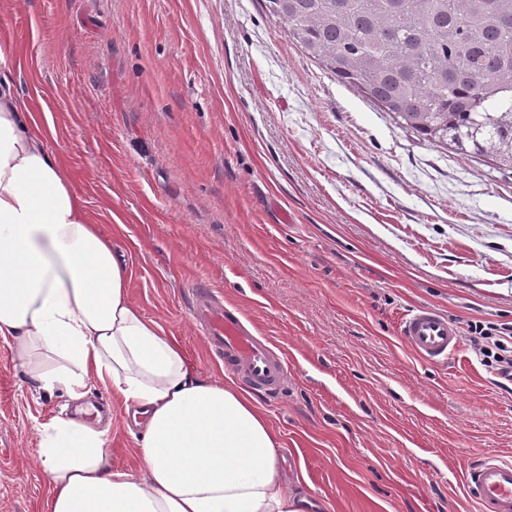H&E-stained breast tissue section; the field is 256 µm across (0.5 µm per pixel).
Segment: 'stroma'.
I'll list each match as a JSON object with an SVG mask.
<instances>
[{"instance_id":"stroma-1","label":"stroma","mask_w":512,"mask_h":512,"mask_svg":"<svg viewBox=\"0 0 512 512\" xmlns=\"http://www.w3.org/2000/svg\"><path fill=\"white\" fill-rule=\"evenodd\" d=\"M0 53L130 271L129 294L206 377L229 378L192 314L203 284L285 350L257 406L311 512H476L466 462L512 457V388L467 336L512 325V172L400 127L305 58L264 0H0ZM427 305L463 338L445 366L403 345ZM123 406L39 390L0 339V512H37V430Z\"/></svg>"}]
</instances>
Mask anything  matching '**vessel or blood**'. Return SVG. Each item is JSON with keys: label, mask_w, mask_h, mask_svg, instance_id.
Returning <instances> with one entry per match:
<instances>
[{"label": "vessel or blood", "mask_w": 512, "mask_h": 512, "mask_svg": "<svg viewBox=\"0 0 512 512\" xmlns=\"http://www.w3.org/2000/svg\"><path fill=\"white\" fill-rule=\"evenodd\" d=\"M193 313L204 329L208 349L224 360L233 375L251 389L279 396L288 381L289 360L267 337L259 335L213 292L198 289ZM406 347L423 363L443 366L460 350L458 327L427 306L408 310L399 324ZM467 496L480 512H512V460L480 454L464 470Z\"/></svg>", "instance_id": "obj_1"}]
</instances>
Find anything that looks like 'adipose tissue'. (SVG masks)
Returning <instances> with one entry per match:
<instances>
[{
    "label": "adipose tissue",
    "mask_w": 512,
    "mask_h": 512,
    "mask_svg": "<svg viewBox=\"0 0 512 512\" xmlns=\"http://www.w3.org/2000/svg\"><path fill=\"white\" fill-rule=\"evenodd\" d=\"M128 279L64 151L0 83V338L41 390L78 401L97 383L140 431L131 472L113 467L109 429L42 424L44 512H298L280 436L253 398L202 376L131 301Z\"/></svg>",
    "instance_id": "ef3b65f1"
}]
</instances>
